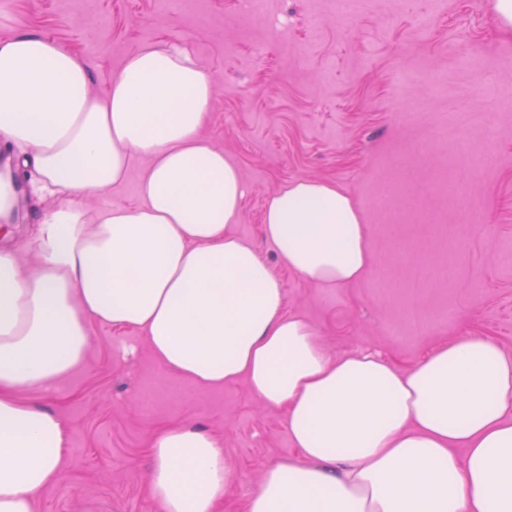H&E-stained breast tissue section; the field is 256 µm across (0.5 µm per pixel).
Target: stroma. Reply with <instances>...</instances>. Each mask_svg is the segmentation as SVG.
Returning a JSON list of instances; mask_svg holds the SVG:
<instances>
[{
  "mask_svg": "<svg viewBox=\"0 0 512 512\" xmlns=\"http://www.w3.org/2000/svg\"><path fill=\"white\" fill-rule=\"evenodd\" d=\"M336 0H266L245 15L239 0H198V15L157 0H7L0 39L20 32L57 41L90 63L105 94L123 59L147 44L188 45L211 76L204 137L240 169L246 197L232 231L252 242L280 280L286 310L319 332L328 358L371 350L406 369L465 333L512 354V32L492 0H363L336 16ZM428 14L427 30L416 26ZM419 81L400 84L402 72ZM455 124L468 152L441 139ZM145 161L88 195L94 211L139 200ZM327 181L355 202L375 257L345 288H319L279 262L262 231L271 196L293 180ZM406 183L419 215L395 223L375 200ZM0 248L37 255L32 232L53 202L25 193ZM448 264L450 278L428 272ZM450 320L418 328L441 308ZM83 365L24 398L69 428L61 480L34 512H157L147 484L148 445L173 424L217 437L234 478L216 512H246L265 469L295 459L283 409L245 381L220 388L168 373L134 328L89 323Z\"/></svg>",
  "mask_w": 512,
  "mask_h": 512,
  "instance_id": "35a3bbf8",
  "label": "stroma"
}]
</instances>
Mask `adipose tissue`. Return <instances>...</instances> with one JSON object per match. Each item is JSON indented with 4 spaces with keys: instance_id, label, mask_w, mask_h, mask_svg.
<instances>
[{
    "instance_id": "obj_1",
    "label": "adipose tissue",
    "mask_w": 512,
    "mask_h": 512,
    "mask_svg": "<svg viewBox=\"0 0 512 512\" xmlns=\"http://www.w3.org/2000/svg\"><path fill=\"white\" fill-rule=\"evenodd\" d=\"M213 95L178 46L129 54L100 96L87 61L59 43L0 40V140L23 154L34 192L58 200L36 227L37 265L0 250V512H33L62 474L65 420L22 395L83 363L92 321L140 329L180 378L242 379L283 409L301 456L266 469L248 512H512V355L466 334L405 370L372 351L328 359L256 247L231 232L246 191L201 134ZM139 158V203L89 214L83 196ZM263 232L321 288L373 268L359 210L325 181L274 194ZM150 456L163 512H215L234 476L194 425L157 431Z\"/></svg>"
}]
</instances>
